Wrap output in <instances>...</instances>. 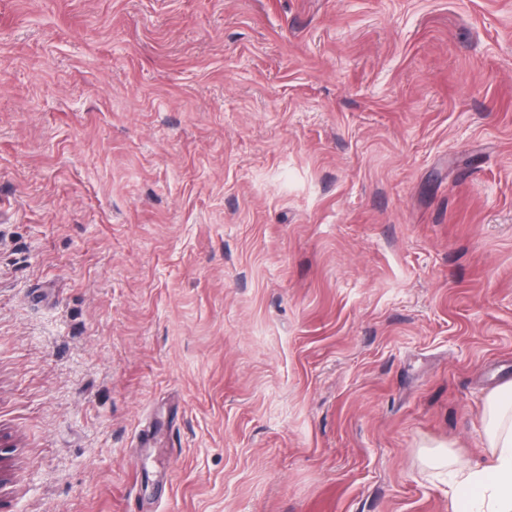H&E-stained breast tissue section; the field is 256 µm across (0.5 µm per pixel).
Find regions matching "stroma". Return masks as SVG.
I'll return each instance as SVG.
<instances>
[{
	"instance_id": "obj_1",
	"label": "stroma",
	"mask_w": 512,
	"mask_h": 512,
	"mask_svg": "<svg viewBox=\"0 0 512 512\" xmlns=\"http://www.w3.org/2000/svg\"><path fill=\"white\" fill-rule=\"evenodd\" d=\"M512 380V0H0V512H448Z\"/></svg>"
}]
</instances>
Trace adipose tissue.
<instances>
[{
    "mask_svg": "<svg viewBox=\"0 0 512 512\" xmlns=\"http://www.w3.org/2000/svg\"><path fill=\"white\" fill-rule=\"evenodd\" d=\"M490 460H457L448 512H512V382L486 400Z\"/></svg>",
    "mask_w": 512,
    "mask_h": 512,
    "instance_id": "ef3b65f1",
    "label": "adipose tissue"
}]
</instances>
